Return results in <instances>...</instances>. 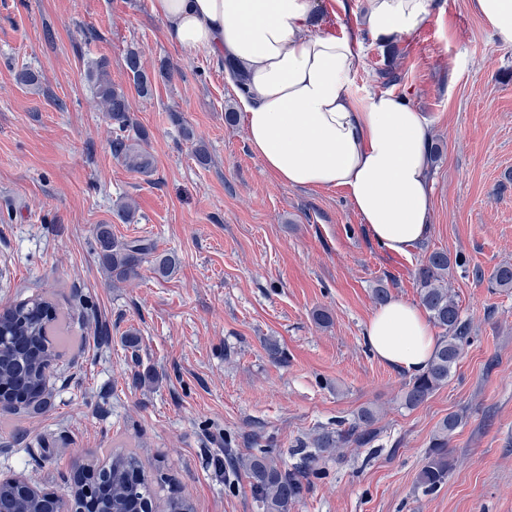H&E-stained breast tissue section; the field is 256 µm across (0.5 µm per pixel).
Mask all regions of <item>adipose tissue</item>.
I'll return each instance as SVG.
<instances>
[{
  "label": "adipose tissue",
  "mask_w": 512,
  "mask_h": 512,
  "mask_svg": "<svg viewBox=\"0 0 512 512\" xmlns=\"http://www.w3.org/2000/svg\"><path fill=\"white\" fill-rule=\"evenodd\" d=\"M167 38L230 62L247 141L264 168L301 189L344 188L372 239L404 255L430 232V123L403 96L352 93L362 34L416 32L436 0H366L363 32L316 31L321 0H150ZM365 340L396 368L423 370L436 345L427 315L393 299Z\"/></svg>",
  "instance_id": "adipose-tissue-1"
}]
</instances>
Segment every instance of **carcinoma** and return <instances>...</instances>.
Listing matches in <instances>:
<instances>
[{"label":"carcinoma","mask_w":512,"mask_h":512,"mask_svg":"<svg viewBox=\"0 0 512 512\" xmlns=\"http://www.w3.org/2000/svg\"><path fill=\"white\" fill-rule=\"evenodd\" d=\"M125 66L138 94L148 96L152 84L143 63V52L130 50ZM97 106L106 112L112 126V155L129 168L146 173L151 162L144 148L143 134L131 136L134 129L129 98L124 89L112 82L106 58L88 64ZM98 257L110 273L113 283H123L139 276L142 263L152 260L154 272L166 278L174 270L175 261L168 255L154 254V246L146 239L119 242L112 238L109 224L96 230ZM453 263L447 253L435 251L416 269L415 278L421 304L430 321L442 330L434 354L426 368L405 383L403 405L416 408L437 389L448 384V377L459 361L467 343L469 326L462 320L460 307L448 288ZM492 284L501 291L512 289V264L504 263L494 271ZM59 314L47 298L37 294L0 312V399L10 404L7 412L20 414L41 411L50 406L51 393L45 384L46 370L63 356ZM376 412L361 410L348 427L325 430L313 440L314 447L329 452L348 443L370 440V426ZM461 423V417L450 414L434 434L430 449L418 473L417 481L433 490L448 479L452 464L448 457V437ZM248 478L260 512H292L303 494L302 477L287 470L267 452L252 453L234 460ZM96 498L97 512H195L186 496L160 497L149 479L143 461L133 450L116 449L103 467L88 465L86 483L69 491L67 498L41 496L31 498L19 482L0 481V509L4 512H74L81 506L85 491Z\"/></svg>","instance_id":"carcinoma-1"}]
</instances>
